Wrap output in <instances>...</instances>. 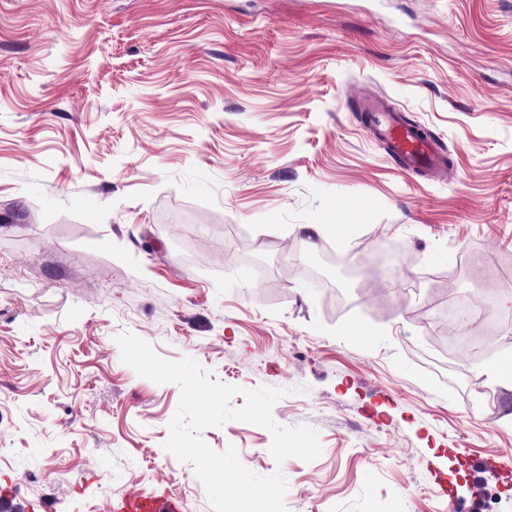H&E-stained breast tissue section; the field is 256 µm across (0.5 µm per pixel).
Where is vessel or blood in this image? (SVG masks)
I'll list each match as a JSON object with an SVG mask.
<instances>
[{"mask_svg": "<svg viewBox=\"0 0 512 512\" xmlns=\"http://www.w3.org/2000/svg\"><path fill=\"white\" fill-rule=\"evenodd\" d=\"M364 110L374 137L405 171L434 179L442 176L447 168L446 155L433 136L404 120L379 96L365 98ZM117 512H179V504L167 495L145 500L127 499L118 505Z\"/></svg>", "mask_w": 512, "mask_h": 512, "instance_id": "obj_1", "label": "vessel or blood"}]
</instances>
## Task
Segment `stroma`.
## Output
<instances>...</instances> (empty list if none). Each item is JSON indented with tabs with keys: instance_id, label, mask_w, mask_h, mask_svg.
I'll use <instances>...</instances> for the list:
<instances>
[{
	"instance_id": "obj_1",
	"label": "stroma",
	"mask_w": 512,
	"mask_h": 512,
	"mask_svg": "<svg viewBox=\"0 0 512 512\" xmlns=\"http://www.w3.org/2000/svg\"><path fill=\"white\" fill-rule=\"evenodd\" d=\"M365 89L447 180L399 169ZM466 296L491 314L461 359ZM125 332L283 390L315 460L244 421L202 438L282 473L288 512H448L492 455L512 512V388L483 373L512 378V0H0V493L26 512H213L164 449L181 390ZM118 512H178V502L168 496L162 495L145 500H123L117 507Z\"/></svg>"
}]
</instances>
